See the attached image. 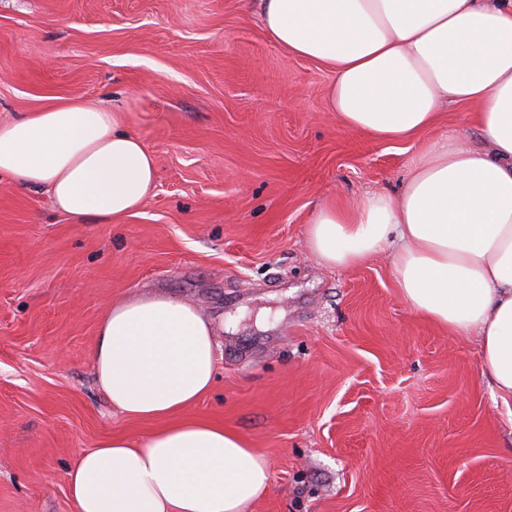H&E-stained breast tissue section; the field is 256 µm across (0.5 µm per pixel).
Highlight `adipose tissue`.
<instances>
[{
  "label": "adipose tissue",
  "instance_id": "1",
  "mask_svg": "<svg viewBox=\"0 0 512 512\" xmlns=\"http://www.w3.org/2000/svg\"><path fill=\"white\" fill-rule=\"evenodd\" d=\"M288 54L333 79L347 128L413 137L469 107L484 146L451 133L411 163L398 193L374 190L314 211L318 263L352 267L390 249L400 295L453 336L481 339V372L512 401V0H251ZM0 173L47 191L73 223L135 215L156 181L153 153L119 113L58 100L0 123ZM219 327L194 303L127 295L101 315L95 380L113 407L155 421L140 438L81 451L74 512H247L269 489L264 453L222 423L184 412L214 385Z\"/></svg>",
  "mask_w": 512,
  "mask_h": 512
}]
</instances>
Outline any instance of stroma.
Returning <instances> with one entry per match:
<instances>
[{
  "label": "stroma",
  "instance_id": "obj_1",
  "mask_svg": "<svg viewBox=\"0 0 512 512\" xmlns=\"http://www.w3.org/2000/svg\"><path fill=\"white\" fill-rule=\"evenodd\" d=\"M324 67L280 49L242 0H0V122L84 98L154 154L118 224H75L0 174V512H73L77 451L152 424L112 408L91 351L104 309L162 290L223 325L188 416L266 454L252 512H512V414L454 337L400 297L387 254L327 268L320 201L401 189L451 130L377 141L327 110Z\"/></svg>",
  "mask_w": 512,
  "mask_h": 512
}]
</instances>
